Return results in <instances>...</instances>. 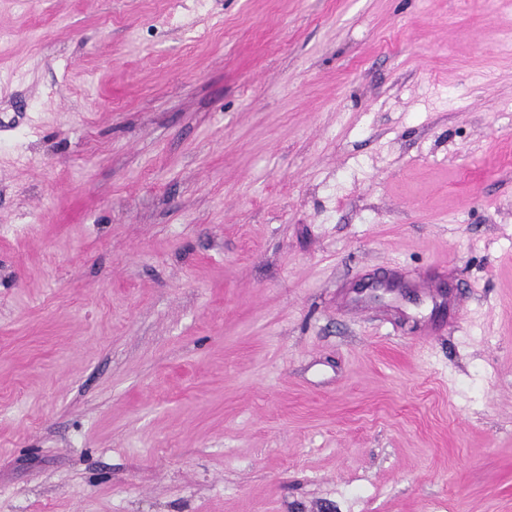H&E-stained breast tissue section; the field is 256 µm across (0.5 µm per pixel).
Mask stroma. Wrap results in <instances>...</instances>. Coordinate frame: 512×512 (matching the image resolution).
<instances>
[{
	"label": "stroma",
	"instance_id": "1",
	"mask_svg": "<svg viewBox=\"0 0 512 512\" xmlns=\"http://www.w3.org/2000/svg\"><path fill=\"white\" fill-rule=\"evenodd\" d=\"M0 512H512V0H0Z\"/></svg>",
	"mask_w": 512,
	"mask_h": 512
}]
</instances>
